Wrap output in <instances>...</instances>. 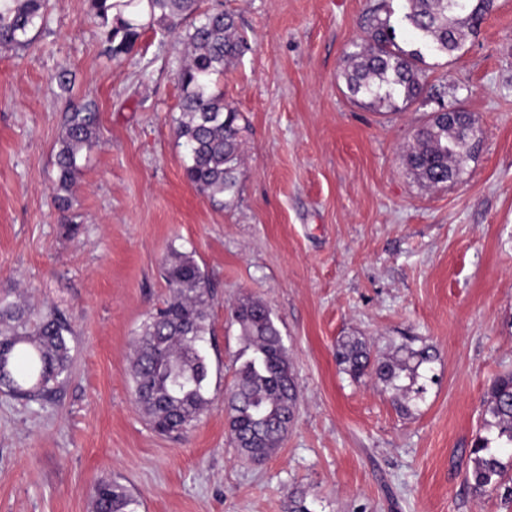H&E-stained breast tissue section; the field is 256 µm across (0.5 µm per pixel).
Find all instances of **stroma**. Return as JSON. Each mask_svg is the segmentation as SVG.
Returning a JSON list of instances; mask_svg holds the SVG:
<instances>
[{"label":"stroma","instance_id":"stroma-1","mask_svg":"<svg viewBox=\"0 0 512 512\" xmlns=\"http://www.w3.org/2000/svg\"><path fill=\"white\" fill-rule=\"evenodd\" d=\"M35 43L0 48V296L59 311L71 367L52 399L0 390V512H91L114 479L138 512H512L467 486L490 379L512 370V0L454 55L425 54L445 86L393 112L354 103L341 74L370 0H204L234 13L244 55L224 97L247 130L238 191L213 206L184 176L177 36L147 30L115 59L88 0H52ZM73 89L62 91L60 68ZM94 103L67 231L53 199L63 115ZM465 105L483 132L459 182L407 171L414 132ZM211 291L210 406L184 440L156 433L131 383L134 337L170 291L171 250ZM250 297L279 326L298 389L284 441L254 462L229 439L224 392L251 358L230 309ZM395 355L433 346L422 401L336 363L341 337Z\"/></svg>","mask_w":512,"mask_h":512}]
</instances>
